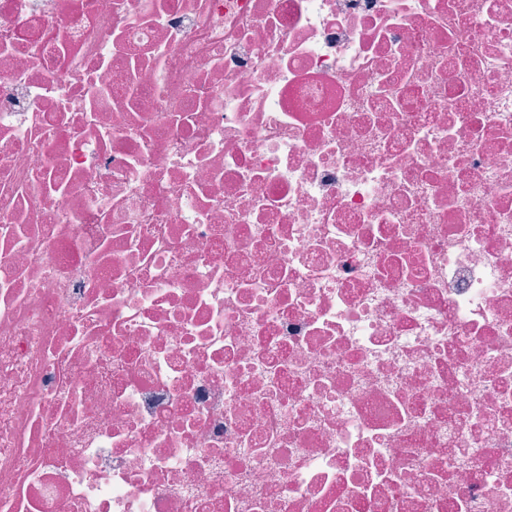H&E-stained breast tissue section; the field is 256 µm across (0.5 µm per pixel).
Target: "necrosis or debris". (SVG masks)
Segmentation results:
<instances>
[{
  "label": "necrosis or debris",
  "instance_id": "necrosis-or-debris-1",
  "mask_svg": "<svg viewBox=\"0 0 512 512\" xmlns=\"http://www.w3.org/2000/svg\"><path fill=\"white\" fill-rule=\"evenodd\" d=\"M0 512H512V0H0Z\"/></svg>",
  "mask_w": 512,
  "mask_h": 512
}]
</instances>
